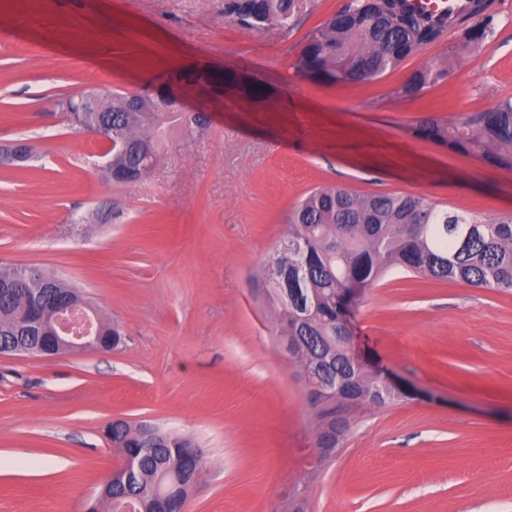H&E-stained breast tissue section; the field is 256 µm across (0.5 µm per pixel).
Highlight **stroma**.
I'll list each match as a JSON object with an SVG mask.
<instances>
[{"label":"stroma","mask_w":512,"mask_h":512,"mask_svg":"<svg viewBox=\"0 0 512 512\" xmlns=\"http://www.w3.org/2000/svg\"><path fill=\"white\" fill-rule=\"evenodd\" d=\"M347 0H296L290 27L249 32L224 0H0V266L79 288L121 333L105 353L0 355V512H86L117 464L103 427L187 436L204 468L186 512H512V292L393 273L354 323L369 355L426 392L352 415L319 461L313 412L251 275L309 191L424 194L494 219L512 170L415 136L512 99V0L495 33L459 31L349 87L295 67ZM448 77L415 95L422 67ZM230 73L219 96L180 84L204 124L173 128L145 181L115 186L57 101L92 87L153 90L168 74ZM52 468H42V461Z\"/></svg>","instance_id":"obj_1"}]
</instances>
